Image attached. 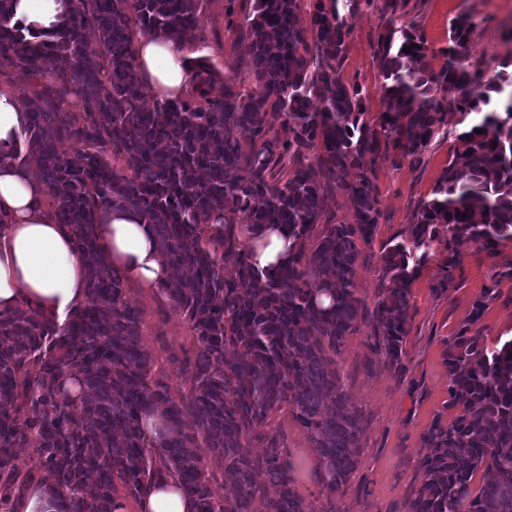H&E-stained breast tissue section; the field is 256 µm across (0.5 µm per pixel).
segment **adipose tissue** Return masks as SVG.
Listing matches in <instances>:
<instances>
[{"instance_id": "ef3b65f1", "label": "adipose tissue", "mask_w": 512, "mask_h": 512, "mask_svg": "<svg viewBox=\"0 0 512 512\" xmlns=\"http://www.w3.org/2000/svg\"><path fill=\"white\" fill-rule=\"evenodd\" d=\"M15 19L34 31L61 23L66 0H14ZM137 71L150 95H182L190 75L184 66L188 48L183 39L156 35L140 39ZM24 108L18 96L0 93V308L29 303L43 314L64 321L86 298V265L67 228L54 223L43 193L24 167L11 160L22 140ZM97 236L109 261L129 283L157 287L170 270L162 260L148 225L132 212L100 210ZM238 239L253 265L260 269L287 261L288 237L272 228L238 229ZM137 512H194L192 500L170 478L153 482L141 494Z\"/></svg>"}]
</instances>
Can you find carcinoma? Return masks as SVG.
I'll list each match as a JSON object with an SVG mask.
<instances>
[{
    "label": "carcinoma",
    "mask_w": 512,
    "mask_h": 512,
    "mask_svg": "<svg viewBox=\"0 0 512 512\" xmlns=\"http://www.w3.org/2000/svg\"><path fill=\"white\" fill-rule=\"evenodd\" d=\"M11 2L0 0V70L39 79L53 66L26 99L23 143L9 158L39 163L50 213L86 259L88 294L62 324L27 303L0 309V509L14 512L47 473L55 512H125L163 475L195 512H253L269 484L266 512H317L293 488L281 434L261 426L289 411L318 449L329 493L346 490L361 433L336 373L347 338L372 318L386 363L404 370L411 287L435 246L446 253L433 284L442 295L463 248L495 254L512 242V73L471 67L476 23L467 14L450 21L437 71L423 32L393 26L402 0H317L307 27L302 0H250L239 22L228 0L226 31L245 34L249 59L225 75L207 56L190 57V89L147 108L138 37L197 28L203 0H70L65 26L44 34L12 21ZM363 6L387 24L375 50L387 109L375 118L366 91L341 78L349 19ZM72 95L93 123L66 111ZM450 112L459 113L451 129ZM437 138L461 148L417 204L409 233L381 243L370 309L356 283L359 244L374 242L382 217L370 175L382 147L418 166ZM63 141L76 157L58 151ZM339 192L349 217L325 208ZM102 207L137 212L173 270L158 289L197 341L192 385L177 397L153 379L140 311L98 241ZM244 223L292 240L288 262L254 267L238 249ZM495 298L489 287L473 302L445 353L456 413L446 425L435 419L423 439L408 512H512V336L490 346L471 329ZM72 372L80 400L62 385ZM155 411L166 431L150 438L142 422ZM255 446L266 453L253 455ZM217 470L237 487L229 501L212 489Z\"/></svg>",
    "instance_id": "obj_1"
}]
</instances>
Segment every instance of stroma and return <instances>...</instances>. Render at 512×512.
<instances>
[{"instance_id": "1", "label": "stroma", "mask_w": 512, "mask_h": 512, "mask_svg": "<svg viewBox=\"0 0 512 512\" xmlns=\"http://www.w3.org/2000/svg\"><path fill=\"white\" fill-rule=\"evenodd\" d=\"M226 0H205L197 30L187 32L191 48L209 56L217 69L246 60L249 43L224 28ZM468 12L477 22L471 39L472 65L512 72V0H407L396 12L401 24L416 22L430 47L438 54L431 60L441 68V48L448 45V22ZM386 24L378 12L361 10L351 21L342 77L366 87L365 105L370 114L385 110L374 47ZM457 147L454 140L431 146L420 167L408 160L381 158L371 178L380 200L383 218L377 244L363 247V262L357 272V294L373 305L379 288V242L405 234L413 222L416 203L427 197L448 158ZM512 262V243L491 256L465 249L453 271V283L444 295H436L432 283L435 265H427L412 287L411 331L407 337L405 369L389 367L373 349L371 323H363L336 358V369L352 405L362 415L360 457L346 493L330 494L318 468V453L306 432L289 412L276 415L274 423L285 439L290 474L298 494L317 512H408L407 504L418 488L422 438L434 419L450 422L448 369L443 353L453 343L473 302L489 286L498 294L475 324L487 343L512 336V278L495 273ZM130 301L141 311L142 335L154 362V374L163 379L172 394L188 387L190 367L184 353L194 351L193 333L183 316L159 290L131 288Z\"/></svg>"}]
</instances>
